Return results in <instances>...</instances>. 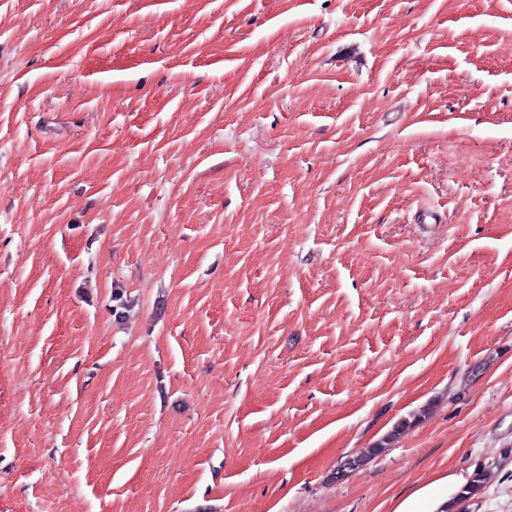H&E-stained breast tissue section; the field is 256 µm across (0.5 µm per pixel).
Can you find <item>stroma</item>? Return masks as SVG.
<instances>
[{"instance_id":"obj_1","label":"stroma","mask_w":512,"mask_h":512,"mask_svg":"<svg viewBox=\"0 0 512 512\" xmlns=\"http://www.w3.org/2000/svg\"><path fill=\"white\" fill-rule=\"evenodd\" d=\"M477 470L512 512V0H0V512ZM391 440H393V437L392 435L388 434L383 439L376 442L372 447L367 448L366 452L362 455L347 459L343 465L336 470L337 478L344 477L348 471H352L363 466L367 460H370L372 457L379 455L383 448H386Z\"/></svg>"}]
</instances>
